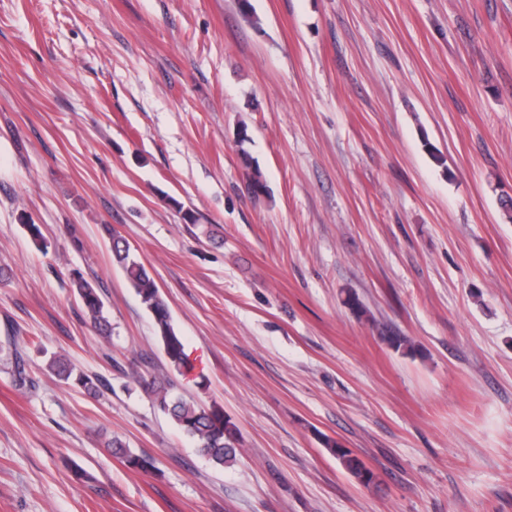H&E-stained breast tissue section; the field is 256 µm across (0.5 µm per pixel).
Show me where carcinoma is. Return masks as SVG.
Instances as JSON below:
<instances>
[{
	"label": "carcinoma",
	"instance_id": "cac0c4a2",
	"mask_svg": "<svg viewBox=\"0 0 512 512\" xmlns=\"http://www.w3.org/2000/svg\"><path fill=\"white\" fill-rule=\"evenodd\" d=\"M266 191L267 185L259 172L255 171L247 175L246 192L249 196L258 198ZM103 228L109 239L113 261L122 269L127 282L154 318L156 336L168 367L178 373L191 369L185 344L182 337L175 331L168 303L155 278L145 264L132 254L125 238L112 225L105 224ZM70 283L71 288L83 303L86 316L102 334L111 335L112 324L105 309L101 289L93 285L80 272L72 273ZM5 365L10 367L17 385H26L28 379L25 374V360L18 348L14 347L7 352ZM49 368L64 383L75 385L90 396H99L106 387L99 377H91L76 370L75 366L60 357L52 358ZM133 381L153 394L157 407L175 422L186 437L195 442L198 452L213 466L222 468L236 461L237 427L230 418L224 416L223 407L216 403L202 406L182 397L172 396L169 380L163 376H154L149 380L135 376ZM107 447L121 455L131 469L145 473L155 469L152 458L130 452L119 439L110 440ZM324 447L360 483L368 485L374 482L375 475L364 461L341 443L327 438L324 440Z\"/></svg>",
	"mask_w": 512,
	"mask_h": 512
}]
</instances>
